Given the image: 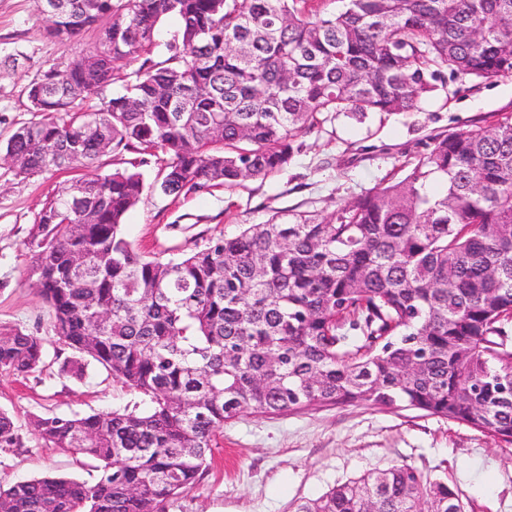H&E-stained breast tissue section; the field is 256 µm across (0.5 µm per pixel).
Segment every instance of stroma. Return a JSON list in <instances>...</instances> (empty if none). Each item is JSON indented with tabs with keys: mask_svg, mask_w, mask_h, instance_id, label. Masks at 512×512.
Returning <instances> with one entry per match:
<instances>
[{
	"mask_svg": "<svg viewBox=\"0 0 512 512\" xmlns=\"http://www.w3.org/2000/svg\"><path fill=\"white\" fill-rule=\"evenodd\" d=\"M40 0H0V141L34 118L28 81L49 65H67L97 37L90 29L60 42L46 34ZM512 114V77L446 75L418 110L371 113L363 120L328 115L300 138L301 150L280 173L178 198L145 192L124 221V234L145 255L163 260L202 248L222 233L282 211L325 217L423 154L434 136L474 129ZM69 173L15 175L0 161V327L44 337V362L27 377L0 373V409L23 445L0 448V485L46 474L92 479L94 463L49 448L30 425L47 413L82 415L126 405L133 396L103 368L86 379L62 374L71 355L55 341L50 310L32 277L23 242L45 197ZM204 479L169 512H298L301 504L362 474L408 464L447 478L467 512H512V446L464 424L414 409L314 405L284 415L246 413L224 425Z\"/></svg>",
	"mask_w": 512,
	"mask_h": 512,
	"instance_id": "obj_1",
	"label": "stroma"
}]
</instances>
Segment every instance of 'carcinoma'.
<instances>
[{"label":"carcinoma","instance_id":"carcinoma-1","mask_svg":"<svg viewBox=\"0 0 512 512\" xmlns=\"http://www.w3.org/2000/svg\"><path fill=\"white\" fill-rule=\"evenodd\" d=\"M67 0L72 39L97 43L26 86L41 119L0 147L16 175L78 169L80 205L48 195L24 246L61 372L90 363L133 406L38 416L44 445L96 462L81 481L0 488V512H168L207 474L224 423L316 404L410 408L512 445V116L439 135L406 173L317 219L276 214L162 261L123 232L143 174L100 172L109 152L156 157L165 195L264 179L286 168L320 116L410 112L444 71L512 76V0ZM170 55H149L166 15ZM121 92L96 107L98 91ZM85 275L71 277L74 262ZM44 339L0 328V372L25 377ZM22 446L0 411V448ZM299 512H465L458 491L418 469L369 471ZM179 28L178 20L169 16L164 18L158 28V32L156 35V47L153 49V52L148 56H139L136 58H132L126 62H124V68L128 72L137 70L143 63L146 57L150 58L153 63H157L165 60L169 56V52L166 49V44L173 41L174 36L177 34Z\"/></svg>","mask_w":512,"mask_h":512}]
</instances>
